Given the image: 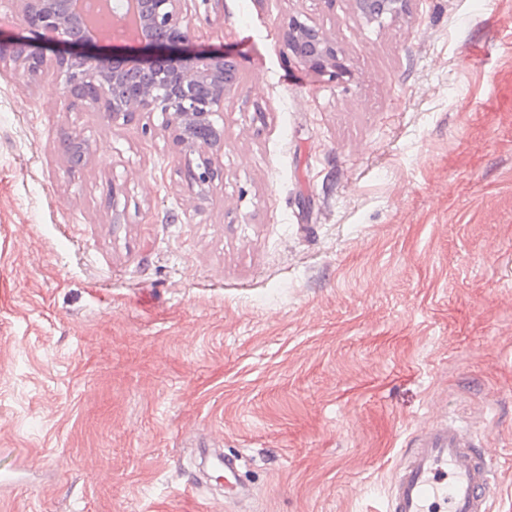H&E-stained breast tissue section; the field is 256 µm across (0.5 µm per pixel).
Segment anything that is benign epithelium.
<instances>
[{
  "label": "benign epithelium",
  "mask_w": 512,
  "mask_h": 512,
  "mask_svg": "<svg viewBox=\"0 0 512 512\" xmlns=\"http://www.w3.org/2000/svg\"><path fill=\"white\" fill-rule=\"evenodd\" d=\"M31 31L63 47L55 58L16 40L11 50L0 49V68L11 67L16 80L31 83L49 67L64 83V95L72 111L105 113L115 126L128 125L144 114L163 115L173 145L183 155L179 169L189 188L206 189L224 180L218 156L224 146V128L214 117L238 87L239 72L230 54L192 46V23L184 14V0H139L140 33L125 42L146 51L134 59L130 51L112 48L98 53L107 40L91 27V19L79 13L76 0H19ZM407 0H356L368 20L403 9ZM284 38L292 55L315 72L339 66L336 46L323 32L292 18Z\"/></svg>",
  "instance_id": "benign-epithelium-1"
}]
</instances>
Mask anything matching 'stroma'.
I'll return each mask as SVG.
<instances>
[{
  "instance_id": "1",
  "label": "stroma",
  "mask_w": 512,
  "mask_h": 512,
  "mask_svg": "<svg viewBox=\"0 0 512 512\" xmlns=\"http://www.w3.org/2000/svg\"><path fill=\"white\" fill-rule=\"evenodd\" d=\"M183 9L240 76L206 197L161 114L0 71V512H374L448 412L512 512V0ZM293 17L341 70L291 55ZM197 448L240 454L248 506L191 490ZM408 0H357L358 11L368 20H376L384 14L402 10Z\"/></svg>"
}]
</instances>
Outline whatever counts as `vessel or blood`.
Segmentation results:
<instances>
[{"label":"vessel or blood","instance_id":"b4317fda","mask_svg":"<svg viewBox=\"0 0 512 512\" xmlns=\"http://www.w3.org/2000/svg\"><path fill=\"white\" fill-rule=\"evenodd\" d=\"M482 447L470 419L443 416L419 434L399 459L382 512H493L500 473ZM237 454L207 449L206 465L224 477V493L235 501L252 496Z\"/></svg>","mask_w":512,"mask_h":512}]
</instances>
